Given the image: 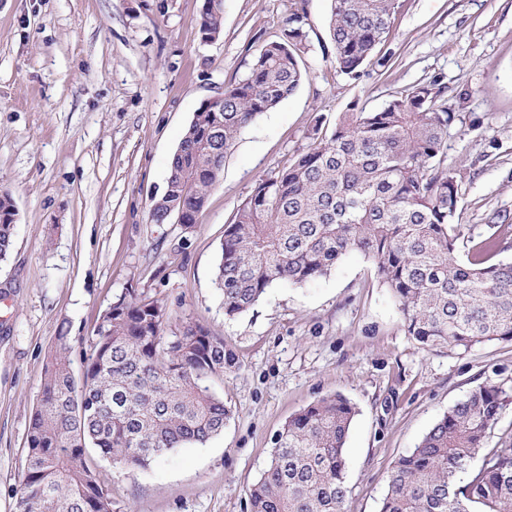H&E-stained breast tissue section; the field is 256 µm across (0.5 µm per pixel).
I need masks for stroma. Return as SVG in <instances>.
Segmentation results:
<instances>
[{
    "label": "stroma",
    "instance_id": "35a3bbf8",
    "mask_svg": "<svg viewBox=\"0 0 512 512\" xmlns=\"http://www.w3.org/2000/svg\"><path fill=\"white\" fill-rule=\"evenodd\" d=\"M204 0H0V194L16 208L0 261V512H22L32 412L48 356L67 330L82 341L127 290L163 301L166 336L188 322L223 337L237 367L212 389L224 430L145 469L102 463L112 512H247V488L274 439L310 403L339 393L356 408L345 444L346 512H379L396 459L483 382L512 388V343L426 351L370 261L345 256L326 276L275 285L228 318L215 283L224 227L256 181L352 107L372 110L442 77L455 120L447 160L458 221L476 237L502 227L512 260V0H402L384 51L359 78L330 58L329 0H224V30L199 34ZM303 8L310 49L297 90L260 114L224 157L193 228L151 221L169 160L194 112L246 77L260 47Z\"/></svg>",
    "mask_w": 512,
    "mask_h": 512
}]
</instances>
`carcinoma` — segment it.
<instances>
[{"label":"carcinoma","mask_w":512,"mask_h":512,"mask_svg":"<svg viewBox=\"0 0 512 512\" xmlns=\"http://www.w3.org/2000/svg\"><path fill=\"white\" fill-rule=\"evenodd\" d=\"M207 2L200 32L213 40L223 32L224 0ZM330 2L336 68L356 78L389 33L397 0ZM283 34L258 50L245 78L224 86L223 101L194 113L166 190L152 199L153 222L180 214L195 224L240 132L303 81L299 59L310 44L299 9L288 14ZM447 89L434 77L380 109L346 112L293 163L256 182L224 229L216 284L225 315L247 312L276 283L323 277L359 252L392 291L406 335L421 348L512 342V262H491L498 231L464 254L456 249L463 230L460 184L445 153L455 119ZM12 203L0 194V260L12 246ZM169 321L163 302L133 290L120 295L93 330L78 377L70 337H57L30 421L24 512H112L94 459L145 469L224 430L230 409L210 381L236 367L235 354L191 322L167 339ZM506 398L503 385L486 382L450 407L394 462L380 512H512V438L458 479L484 450ZM354 416L352 403L336 394L291 417L248 489L249 512H344V447Z\"/></svg>","instance_id":"cac0c4a2"}]
</instances>
